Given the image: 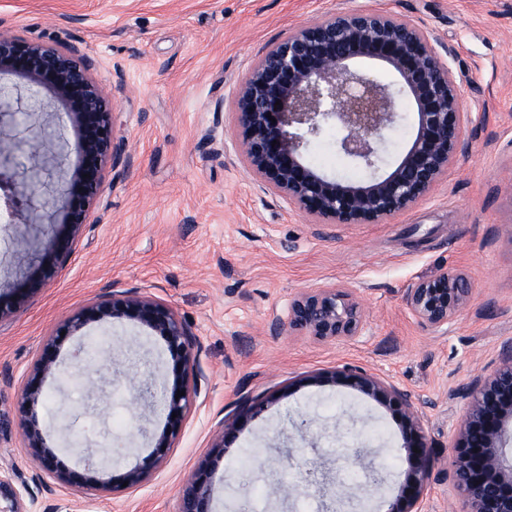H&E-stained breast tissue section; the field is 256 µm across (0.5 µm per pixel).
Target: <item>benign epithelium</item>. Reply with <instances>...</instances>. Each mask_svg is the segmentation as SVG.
Segmentation results:
<instances>
[{"label":"benign epithelium","instance_id":"benign-epithelium-1","mask_svg":"<svg viewBox=\"0 0 512 512\" xmlns=\"http://www.w3.org/2000/svg\"><path fill=\"white\" fill-rule=\"evenodd\" d=\"M451 50L438 45L409 21L380 12L334 13L302 27L268 47L248 77L236 89L239 146L254 173L283 195L298 211L319 224H381L428 196L442 175L467 150L464 111L458 83L449 66ZM371 61L394 77V84L359 67ZM8 67L30 83L25 108L15 106L14 87H0V127L27 124L29 136L47 140L61 128L31 123L34 112L45 111L42 91L61 102L65 117L77 132L78 178L64 183L45 207L63 209L66 232L49 238L48 258L12 298L0 295V322L9 319L24 298L52 281L70 258L103 187L107 163H117L122 147L115 142L112 107L106 89L90 76L93 62L75 50L0 35V67ZM415 111L413 137L389 172L384 166V133L399 118L398 97ZM327 127L339 133L338 151L367 172L361 181L329 176L306 162L311 140ZM21 145L0 148V218L6 226L42 186L43 169L19 168L13 156ZM471 288L465 275L441 270L406 294V306L423 326L437 330L449 324L467 305ZM132 320L160 337L173 362L175 380L163 391L164 428L152 434L153 448L143 463L110 480L104 466L86 462L84 472L71 469L47 444L34 413L47 379L57 373V349L63 336H73L91 323ZM288 327L317 340L354 338L363 330L360 303L346 288L320 287L289 304ZM192 335L168 304L127 292L101 297L76 310L43 343L20 396V416L29 447L36 449L34 481L45 478L60 487L97 492L124 483L133 488L151 475L174 448L197 384ZM334 385L348 386L400 416L403 450L410 462L397 501L386 512H423L422 501L431 478V444L421 417L408 395L379 378L357 371L330 376ZM184 396L176 397L177 392ZM469 405L452 447L447 472L462 499L461 512H512V459L505 450L506 426L512 424V342H506L499 364L474 377L467 388ZM30 485L19 479L13 464L0 465V512H30ZM210 470L200 468L184 485L180 512H212Z\"/></svg>","mask_w":512,"mask_h":512}]
</instances>
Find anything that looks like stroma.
Masks as SVG:
<instances>
[{"label": "stroma", "mask_w": 512, "mask_h": 512, "mask_svg": "<svg viewBox=\"0 0 512 512\" xmlns=\"http://www.w3.org/2000/svg\"><path fill=\"white\" fill-rule=\"evenodd\" d=\"M394 15L453 47L465 111L476 113L469 148L426 198L381 224H316L271 191L237 148L235 90L262 53L295 29L346 10ZM0 33L94 59L109 89L122 162L104 169L103 190L68 262L39 294L0 322V458L30 478L36 462L17 412L44 339L77 308L111 292L169 304L195 340L197 394L174 448L138 487L85 493L36 489L30 512H179L183 484L213 471V512H232L247 489L248 512H325L317 487L281 499L272 487L303 475L312 459L337 477L343 512H378L410 469L400 418L347 386L324 382L343 367L407 393L433 444L425 512H459L443 479L463 421L466 386L493 370L512 340V0H0ZM29 230L25 260L0 227V287L17 284L46 252ZM463 272L470 303L447 329L412 317L408 290L439 269ZM354 289L364 334L320 342L288 330L297 294L325 285ZM103 342L113 370L154 389L173 384L163 342L131 321L91 325L65 339L59 372L36 408L48 443L84 434V451L110 449L111 475L138 465L165 425L160 403L130 398L98 380L84 343ZM268 408L239 417L248 399ZM309 415L299 434L289 419ZM236 425L223 455L212 451L224 419ZM262 454L248 464L245 449Z\"/></svg>", "instance_id": "35a3bbf8"}]
</instances>
